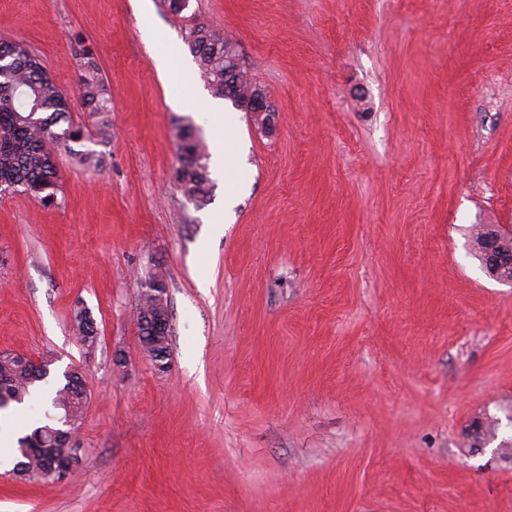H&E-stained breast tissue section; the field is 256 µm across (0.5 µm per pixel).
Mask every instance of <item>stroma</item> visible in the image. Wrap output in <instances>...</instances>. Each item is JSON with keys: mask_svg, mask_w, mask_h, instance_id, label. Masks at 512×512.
Wrapping results in <instances>:
<instances>
[{"mask_svg": "<svg viewBox=\"0 0 512 512\" xmlns=\"http://www.w3.org/2000/svg\"><path fill=\"white\" fill-rule=\"evenodd\" d=\"M198 22L237 41L273 131L174 105L142 31L182 45ZM0 39L65 93L55 132L84 130L51 146L54 204L0 193V351L81 368L88 396L79 465L0 471V512H512V285L473 249L512 232V0H0ZM183 120L204 152L244 147L198 204L174 177ZM156 271L163 370L134 321ZM83 57L86 59L83 71L78 75V84L82 93L84 104L88 112L105 114L110 112L109 90L99 77L94 51L91 47H84ZM74 330L83 344L91 347L97 341V331L93 326V321L87 311L79 309L74 312Z\"/></svg>", "mask_w": 512, "mask_h": 512, "instance_id": "35a3bbf8", "label": "stroma"}]
</instances>
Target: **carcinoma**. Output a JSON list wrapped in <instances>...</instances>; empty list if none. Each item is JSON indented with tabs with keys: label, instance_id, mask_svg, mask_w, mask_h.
Listing matches in <instances>:
<instances>
[{
	"label": "carcinoma",
	"instance_id": "1",
	"mask_svg": "<svg viewBox=\"0 0 512 512\" xmlns=\"http://www.w3.org/2000/svg\"><path fill=\"white\" fill-rule=\"evenodd\" d=\"M230 39L198 23L189 29L185 44L204 75L211 94L238 105V100L250 91L253 79L244 77L238 91L225 93L224 85L232 78L226 76L231 64L224 61V45ZM83 71L78 84L88 111L104 114L109 111V90L99 77L94 51L83 49ZM69 112L67 99L42 66L40 60L21 44L0 40V184L23 191L43 201H52L59 186L58 169L50 144L58 139L52 130L57 120ZM178 167L175 179L183 194L190 200H202L210 190L211 179L205 157L200 150L197 129L188 124L179 129L177 144ZM74 330L80 341L92 346L97 331L90 315L79 309L74 312ZM54 364L34 376L22 362L0 360V382L5 383L14 402L30 400L36 384L49 378ZM82 378L79 368L64 371L62 379L50 387L49 402L53 415L41 422L31 433L18 440L19 462L30 469L44 470L52 465L53 430L56 422L81 418L85 400L76 380Z\"/></svg>",
	"mask_w": 512,
	"mask_h": 512
}]
</instances>
